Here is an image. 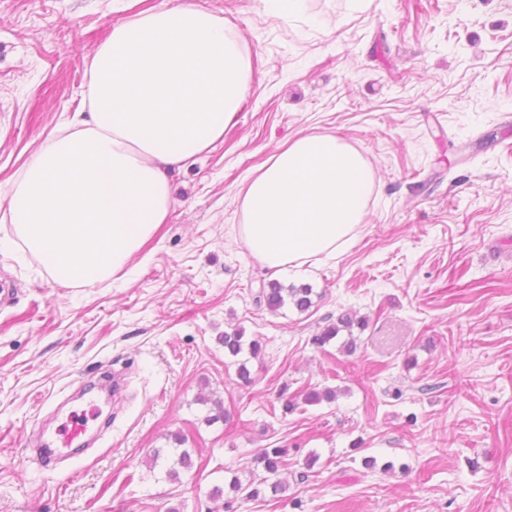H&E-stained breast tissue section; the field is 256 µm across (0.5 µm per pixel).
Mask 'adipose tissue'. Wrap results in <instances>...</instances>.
Instances as JSON below:
<instances>
[{"label": "adipose tissue", "instance_id": "ef3b65f1", "mask_svg": "<svg viewBox=\"0 0 512 512\" xmlns=\"http://www.w3.org/2000/svg\"><path fill=\"white\" fill-rule=\"evenodd\" d=\"M117 2L68 133L52 131L0 191L18 237L72 285L122 273L168 222L170 171L223 139L251 70L235 30L198 0ZM372 179L338 138L298 137L243 182L241 237L277 271L336 254L367 217Z\"/></svg>", "mask_w": 512, "mask_h": 512}]
</instances>
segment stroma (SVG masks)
I'll list each match as a JSON object with an SVG mask.
<instances>
[{
	"label": "stroma",
	"mask_w": 512,
	"mask_h": 512,
	"mask_svg": "<svg viewBox=\"0 0 512 512\" xmlns=\"http://www.w3.org/2000/svg\"><path fill=\"white\" fill-rule=\"evenodd\" d=\"M201 2L252 76L223 140L172 172L169 222L126 275L62 284L0 223V512H512V0ZM118 18L113 0H0V184L73 114ZM311 133L367 159L369 219L277 273L239 237L238 193ZM274 279L313 307H259ZM343 313L367 323L356 349L315 345ZM234 328L260 357L225 353ZM311 389L336 397L303 404ZM89 407L93 449L40 468L31 432L54 440ZM177 434L193 467L172 480ZM276 446L279 497H234ZM286 451L284 448H265L256 457L258 465H262L264 471L270 476H277L286 465Z\"/></svg>",
	"instance_id": "obj_1"
}]
</instances>
